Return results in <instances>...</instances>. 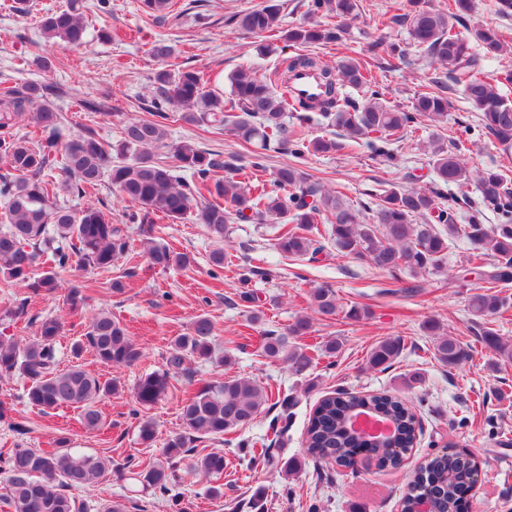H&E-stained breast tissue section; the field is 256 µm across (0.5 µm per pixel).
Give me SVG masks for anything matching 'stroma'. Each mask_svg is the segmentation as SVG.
<instances>
[{
    "label": "stroma",
    "mask_w": 512,
    "mask_h": 512,
    "mask_svg": "<svg viewBox=\"0 0 512 512\" xmlns=\"http://www.w3.org/2000/svg\"><path fill=\"white\" fill-rule=\"evenodd\" d=\"M68 0H30L31 11L20 14L13 0H0V82H46L57 85L62 95L55 106L62 110L71 131L96 126L109 140H117L129 117L144 115L154 91L157 72L194 69L203 73L211 88L225 87L239 66H251L260 74L273 71L277 52L260 53L259 37L247 33L229 18L236 12L267 5L280 10L282 29H290L315 18L320 24L333 23V15H309L310 0H179L178 13L156 21L148 16L141 0H108L98 7L87 0V37L83 46L46 42L40 21L48 12L62 9ZM395 0H357L358 16L347 26L342 46H315L328 64H335L340 50L356 58H366L371 42H378V56L371 60L384 99L390 106L410 111L417 92L428 86L432 67L420 60L409 30L403 25L378 26L384 13L394 10ZM174 48L167 61L154 58L151 49L157 41ZM408 48L417 65L391 68L390 44ZM368 58V57H367ZM448 121L441 127L423 126L406 134L398 144L399 162L387 164L367 147L348 153L311 155L302 164L310 179L322 180L340 188L371 222V212L363 205L372 191L390 186L406 188L414 180L429 182L427 143L431 136L446 140L454 136L458 123L474 120L460 91L449 92ZM99 104L96 112L85 111L82 101ZM171 143H188L202 150L247 157L248 149L232 132L206 125L185 123L180 112L170 114L167 123ZM91 204L112 214V222L130 240L129 252L108 271L72 266L61 270L62 283L75 279L92 280L97 289L78 312L63 306L61 298L29 299L25 315L12 311L20 288H0V336L28 342L41 318L52 315L63 324L57 346L60 368L72 360L71 344L81 336L89 319L99 310L111 311L126 325L142 356L127 367H108L91 354L82 361L104 379L115 380L120 389L104 399L100 409L106 425L99 431L85 430L78 410L60 408L46 413L31 406L23 397L25 381L15 376L0 381V400L9 402L14 415L24 421L28 434L0 431V446L49 448L53 439L64 437L72 452L112 459L121 463L129 458L153 462L162 458V441L180 428V406L187 394L201 381L228 377L249 378L271 388L293 392L296 404L288 420V433L276 439L269 429L278 409L266 406L249 428L226 434L224 438L198 443L196 455L211 448L223 449L224 497L207 496V483L199 475L183 473L176 487L191 504V512H399L408 477L424 457L452 445L478 456L483 470L480 487L473 497L472 512H512V404L499 401V392L512 394V364L491 369L492 355L480 343L482 325L468 311L470 297L480 292L482 283L470 274L466 241L452 244L443 272L419 276L418 292H409V280L392 281L366 261L339 256L334 246H326L317 259L291 260L274 247L276 229L271 224L231 225L228 237L216 241L200 224L196 212L180 222L157 221L154 233L161 243L189 253L194 262L186 269L162 270L150 267L142 253L136 225L128 216L134 207L109 185H102L91 197ZM224 249L221 269H214L210 255ZM256 259L257 273H249V259ZM248 283H241L242 273ZM121 280L122 292L109 288ZM331 286L341 311L335 318H321L313 309L311 292ZM258 297L264 312L262 322H251L241 292ZM369 307L367 317L348 318L351 306ZM208 316L216 327V340L232 361L221 367L195 364L189 373L171 380L167 394L154 406L141 410L133 388L142 375L162 369L171 340L187 333L197 315ZM305 317L311 331L303 344L333 337L340 343L335 356L314 363L306 375L294 374L286 363L271 364L256 353L265 331L284 332L296 319ZM438 321L453 337L473 348L464 367L439 362L433 340L424 331L428 320ZM401 337L405 350L389 368L366 369L369 350L381 338ZM370 393L390 390L417 403L421 433L404 462L396 469L369 466L358 473L336 463L308 455L305 429L308 418L321 396L336 389ZM151 420L157 428V444L144 447L138 437L139 419ZM263 440L270 454L280 461H295L301 471L285 476L277 471L253 466L239 446L240 441ZM293 496H285L284 487Z\"/></svg>",
    "instance_id": "1"
}]
</instances>
